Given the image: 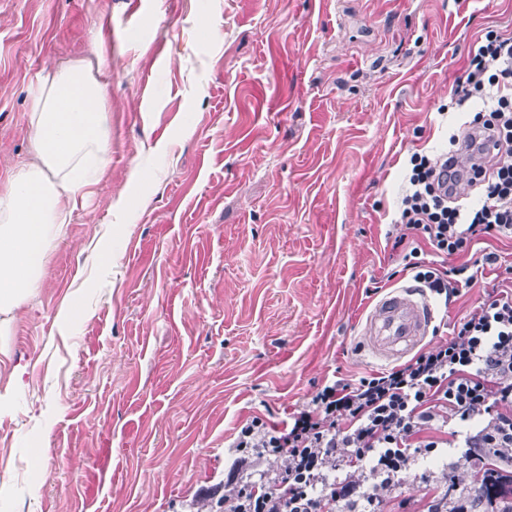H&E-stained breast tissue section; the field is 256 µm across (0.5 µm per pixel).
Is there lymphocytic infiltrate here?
<instances>
[{
  "instance_id": "1",
  "label": "lymphocytic infiltrate",
  "mask_w": 512,
  "mask_h": 512,
  "mask_svg": "<svg viewBox=\"0 0 512 512\" xmlns=\"http://www.w3.org/2000/svg\"><path fill=\"white\" fill-rule=\"evenodd\" d=\"M452 104L474 108L451 146L413 152L394 222V244L419 238L435 254L464 256L465 279L409 260L414 279L451 299L500 256H467L472 244L512 239V32L486 27L471 48ZM492 133L498 150L454 197L448 161ZM482 304L455 323L448 340L388 370L320 388L283 427L259 417L231 443L234 459L219 501L224 512H384L419 459L463 444L478 460H512V264Z\"/></svg>"
}]
</instances>
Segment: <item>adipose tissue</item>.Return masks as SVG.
I'll use <instances>...</instances> for the list:
<instances>
[{
	"instance_id": "ef3b65f1",
	"label": "adipose tissue",
	"mask_w": 512,
	"mask_h": 512,
	"mask_svg": "<svg viewBox=\"0 0 512 512\" xmlns=\"http://www.w3.org/2000/svg\"><path fill=\"white\" fill-rule=\"evenodd\" d=\"M104 56L42 78L27 116L30 157L0 180V355L16 311L39 287L77 202L107 179L112 133Z\"/></svg>"
}]
</instances>
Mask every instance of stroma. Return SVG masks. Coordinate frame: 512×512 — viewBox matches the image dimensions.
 Instances as JSON below:
<instances>
[{
  "mask_svg": "<svg viewBox=\"0 0 512 512\" xmlns=\"http://www.w3.org/2000/svg\"><path fill=\"white\" fill-rule=\"evenodd\" d=\"M492 25L512 32V0H0V178L39 77L112 60V189L73 212L0 356V389L24 369L0 512H221L202 493L242 423L380 371L361 328L412 280L387 242L409 156L462 121L438 108ZM483 288L436 304L426 347ZM447 458L438 494L472 491L484 462Z\"/></svg>",
  "mask_w": 512,
  "mask_h": 512,
  "instance_id": "obj_1",
  "label": "stroma"
}]
</instances>
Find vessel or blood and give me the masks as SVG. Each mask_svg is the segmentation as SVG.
<instances>
[{"label":"vessel or blood","instance_id":"1","mask_svg":"<svg viewBox=\"0 0 512 512\" xmlns=\"http://www.w3.org/2000/svg\"><path fill=\"white\" fill-rule=\"evenodd\" d=\"M434 321L435 309L426 295L410 287L391 289L365 320L366 347L381 363L402 360L425 343Z\"/></svg>","mask_w":512,"mask_h":512}]
</instances>
